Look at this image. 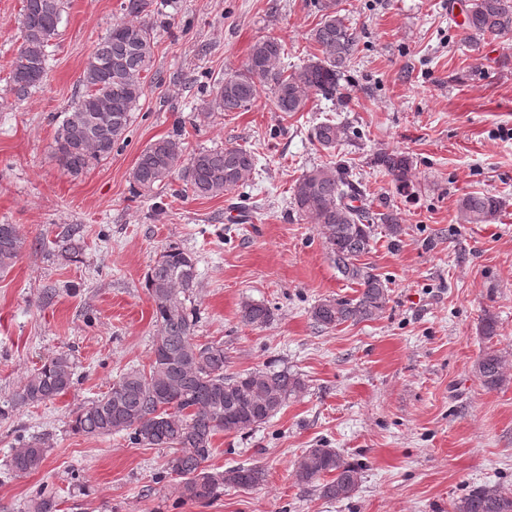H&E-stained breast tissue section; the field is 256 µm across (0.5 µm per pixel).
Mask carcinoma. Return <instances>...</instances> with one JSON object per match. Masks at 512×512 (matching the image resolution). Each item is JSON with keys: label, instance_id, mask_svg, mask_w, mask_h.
Masks as SVG:
<instances>
[{"label": "carcinoma", "instance_id": "1", "mask_svg": "<svg viewBox=\"0 0 512 512\" xmlns=\"http://www.w3.org/2000/svg\"><path fill=\"white\" fill-rule=\"evenodd\" d=\"M321 20L311 38L315 55L290 72L282 66L286 45L264 36L250 48L244 68L224 77L211 91L205 114L246 112L258 98L269 97L279 112H302L309 95L328 98L338 91L340 73L356 54L357 36L342 15L341 0H317ZM65 0H23L22 42L11 65V79L19 98L38 88L46 73L49 41L56 35ZM145 0H123L120 10L130 16L112 28L94 46L80 77L85 93L78 96L59 126L54 157L64 172L78 176L91 165L112 155V149L129 130L132 113L145 94L146 73L153 58L152 28L136 20ZM465 30L471 44L485 36L512 35V0H470ZM347 126L324 121L313 128V140L332 150L348 137ZM375 164L392 178L399 190L410 186L413 160L405 152H380ZM255 153L241 145L203 149L186 154L183 142L164 137L147 146L131 174L135 197L158 199L174 175L183 178L192 195L213 198L232 193L252 179ZM292 209L319 226L336 270L359 286L354 298H328L311 311L315 324L334 328L348 321L373 320L389 301L387 280L358 263L370 250L373 227L386 225L390 234L400 231L397 214L375 213L363 203V191L343 164L329 163L304 172L292 189ZM503 202L490 194H470L459 202L465 224H493ZM24 240L12 224H0V273L9 271L20 255ZM196 287L194 256L178 246L164 249L146 278L158 333L149 372L124 373L101 398L75 413L76 433L105 436L125 433L134 444L171 448L167 474L176 482L184 502L210 503L224 486L253 488L264 481L257 465H238L223 471L207 468L216 433L243 432L265 424L288 399L304 389L299 374L286 368L224 373V344L194 340L196 315L186 305ZM273 317L264 302L246 301L242 321L264 326ZM477 375L488 389L501 387L506 376L501 356L490 348L477 364ZM74 383L70 355L60 352L31 372L19 390L4 401L0 415L9 410L51 401ZM46 449L37 440L14 448L12 468L26 473L39 468ZM295 475L302 484H317L322 497H350L361 478V466L334 448H307L299 457ZM454 512H512V490L485 484L470 490L453 505Z\"/></svg>", "mask_w": 512, "mask_h": 512}]
</instances>
